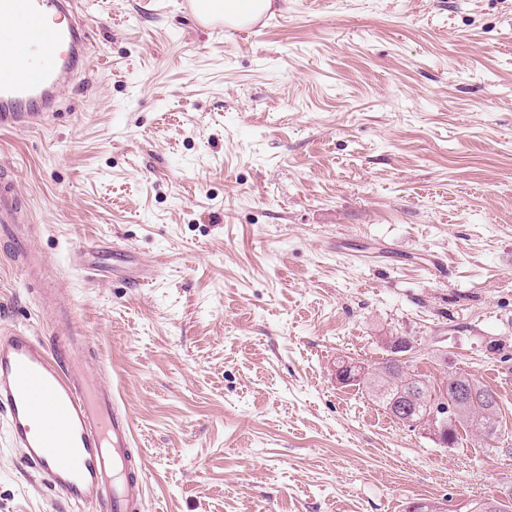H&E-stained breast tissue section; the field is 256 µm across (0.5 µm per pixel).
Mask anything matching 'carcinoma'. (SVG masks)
Masks as SVG:
<instances>
[{
    "label": "carcinoma",
    "instance_id": "1",
    "mask_svg": "<svg viewBox=\"0 0 512 512\" xmlns=\"http://www.w3.org/2000/svg\"><path fill=\"white\" fill-rule=\"evenodd\" d=\"M375 397L387 413H392V406L399 399L408 395L414 399L409 412L396 418V421L408 427L425 415L430 404L439 397L453 399L459 387L467 385L471 397L457 414L456 420L448 424V445L458 443L460 431L471 432L478 439L491 442L500 431L499 403L497 394L474 379L457 373L436 385L421 374L408 371L407 365L398 364L397 360L386 358L379 363L377 373L355 379Z\"/></svg>",
    "mask_w": 512,
    "mask_h": 512
}]
</instances>
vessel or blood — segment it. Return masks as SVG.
Here are the masks:
<instances>
[{
	"label": "vessel or blood",
	"mask_w": 512,
	"mask_h": 512,
	"mask_svg": "<svg viewBox=\"0 0 512 512\" xmlns=\"http://www.w3.org/2000/svg\"><path fill=\"white\" fill-rule=\"evenodd\" d=\"M74 0H0V130L42 125L59 88L91 66L89 28L96 16L78 14ZM20 196L0 180V238L13 257L32 258ZM56 310L51 340L18 328L0 330V420L21 461L52 490L95 512H145L147 473L133 452L131 419L111 387L90 371L79 351L86 339L57 289L46 292Z\"/></svg>",
	"instance_id": "b4317fda"
}]
</instances>
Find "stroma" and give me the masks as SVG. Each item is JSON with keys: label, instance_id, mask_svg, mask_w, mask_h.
Returning <instances> with one entry per match:
<instances>
[{"label": "stroma", "instance_id": "1", "mask_svg": "<svg viewBox=\"0 0 512 512\" xmlns=\"http://www.w3.org/2000/svg\"><path fill=\"white\" fill-rule=\"evenodd\" d=\"M77 4L95 62L44 126L0 133V175L130 414L146 512L512 491V0H272L244 32L183 0ZM36 288L0 242V329L47 336ZM386 336L495 391L498 439L441 447L337 384ZM0 512H86L1 422Z\"/></svg>", "mask_w": 512, "mask_h": 512}]
</instances>
